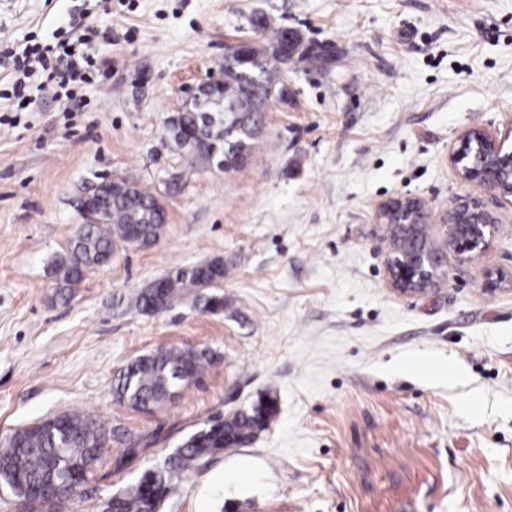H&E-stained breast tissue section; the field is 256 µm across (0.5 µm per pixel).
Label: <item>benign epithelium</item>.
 I'll return each instance as SVG.
<instances>
[{
  "label": "benign epithelium",
  "instance_id": "benign-epithelium-1",
  "mask_svg": "<svg viewBox=\"0 0 512 512\" xmlns=\"http://www.w3.org/2000/svg\"><path fill=\"white\" fill-rule=\"evenodd\" d=\"M223 82L222 77L210 76L188 91L184 105H196L199 121L206 128L224 120V116L205 108L200 91H207L209 99L216 100L222 96ZM450 158L459 165L457 174L463 183L488 185L496 191L500 206H512V127L504 133L468 129L459 137L458 145L452 146ZM117 180L119 177L115 176L104 179V182ZM102 183L93 184L74 199L79 217L83 218L92 211L90 204ZM378 219L384 224L400 225L403 234L402 244L394 247L386 260L387 278L392 290L401 297L429 290L438 276V266L428 253L412 246L419 230L428 228L425 202L411 196L393 198L380 206ZM496 220V215L473 197L456 201L439 219V224L446 230L443 257L452 255L470 260L482 253L488 247Z\"/></svg>",
  "mask_w": 512,
  "mask_h": 512
}]
</instances>
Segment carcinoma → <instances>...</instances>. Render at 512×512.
I'll return each mask as SVG.
<instances>
[{
	"label": "carcinoma",
	"instance_id": "cac0c4a2",
	"mask_svg": "<svg viewBox=\"0 0 512 512\" xmlns=\"http://www.w3.org/2000/svg\"><path fill=\"white\" fill-rule=\"evenodd\" d=\"M287 32L285 27L274 31L269 52L252 46L243 55L232 53L224 59V94L230 112L220 139L224 161L229 166L239 165L251 155L265 104L286 98L285 87L279 83L278 66L268 60L277 58ZM295 43L279 63L312 67L317 58L307 50H299L300 37H295ZM248 73L262 74L263 81L275 87V93H256L246 77ZM123 181L133 187L132 195L113 198L108 219L86 225V231L72 238L66 253L55 261L52 271L60 291L71 290L87 271L97 267L101 257L112 255L115 242L127 239L129 225L153 229L151 239L145 242L147 246L159 237L162 224L155 222L151 210L155 195L132 178L125 177ZM222 280L224 265L219 261L209 266L175 267L164 277L171 299L176 301L193 293L202 309L211 313L224 309V297L206 290L220 287ZM135 306L143 313H154L153 289H142ZM212 359L207 349L176 345L140 355L113 372V400L150 412L171 399L175 390L198 382ZM275 414L276 408L266 407L260 400L249 410L204 424L185 437L162 463L145 468L135 484L102 501L97 512H161L183 479L207 467L224 451L249 444ZM109 440L126 446L130 454L140 444L128 431L112 429L81 413H65L17 429L0 441V482L28 497V512H64L83 495L81 487L102 462L103 448Z\"/></svg>",
	"mask_w": 512,
	"mask_h": 512
}]
</instances>
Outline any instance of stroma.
I'll use <instances>...</instances> for the list:
<instances>
[{
	"label": "stroma",
	"instance_id": "35a3bbf8",
	"mask_svg": "<svg viewBox=\"0 0 512 512\" xmlns=\"http://www.w3.org/2000/svg\"><path fill=\"white\" fill-rule=\"evenodd\" d=\"M82 3L0 0V38L53 39ZM90 11L92 84L72 101L33 95L17 126L0 125V438L72 412L143 438L133 455L108 443L68 507L96 512L203 422L269 395L267 429L181 482L164 512H512V208L448 158L464 130L512 125V0ZM280 26L321 63L282 68L290 95L269 103L244 164H189L166 130L184 89ZM125 174L161 197L159 241L116 243L61 299L52 266L81 227L73 197ZM468 195L497 216L488 248L449 259L425 294H395L378 206L423 200L440 249V216ZM214 259L223 311L135 308L166 271ZM170 345L212 351L200 382L150 414L114 403L113 371Z\"/></svg>",
	"mask_w": 512,
	"mask_h": 512
}]
</instances>
